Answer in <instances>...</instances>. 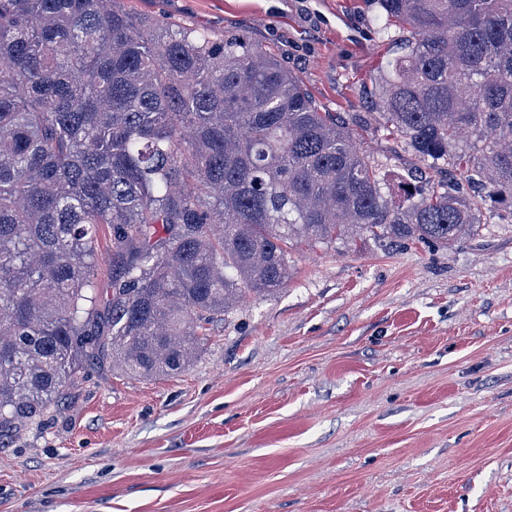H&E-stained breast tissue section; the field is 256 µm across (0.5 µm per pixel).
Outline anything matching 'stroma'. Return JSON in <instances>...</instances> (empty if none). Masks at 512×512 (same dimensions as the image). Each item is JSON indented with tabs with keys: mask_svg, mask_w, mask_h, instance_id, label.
I'll return each mask as SVG.
<instances>
[{
	"mask_svg": "<svg viewBox=\"0 0 512 512\" xmlns=\"http://www.w3.org/2000/svg\"><path fill=\"white\" fill-rule=\"evenodd\" d=\"M276 54L394 190L419 159L363 94V0H126ZM292 276L207 323L186 372L88 366L0 442V512H512V214L452 248H288Z\"/></svg>",
	"mask_w": 512,
	"mask_h": 512,
	"instance_id": "35a3bbf8",
	"label": "stroma"
}]
</instances>
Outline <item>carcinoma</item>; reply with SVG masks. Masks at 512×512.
<instances>
[{"instance_id": "cac0c4a2", "label": "carcinoma", "mask_w": 512, "mask_h": 512, "mask_svg": "<svg viewBox=\"0 0 512 512\" xmlns=\"http://www.w3.org/2000/svg\"><path fill=\"white\" fill-rule=\"evenodd\" d=\"M370 2L380 129L448 172L398 205L261 44L122 0H0V437L105 353L185 371L201 321L287 286L293 242L448 248L512 211V0Z\"/></svg>"}]
</instances>
